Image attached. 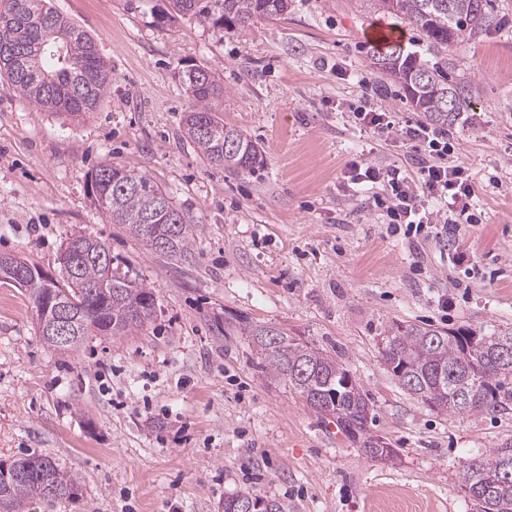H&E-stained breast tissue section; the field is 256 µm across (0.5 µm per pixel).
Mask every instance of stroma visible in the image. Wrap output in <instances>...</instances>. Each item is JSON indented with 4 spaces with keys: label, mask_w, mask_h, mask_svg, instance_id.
<instances>
[{
    "label": "stroma",
    "mask_w": 512,
    "mask_h": 512,
    "mask_svg": "<svg viewBox=\"0 0 512 512\" xmlns=\"http://www.w3.org/2000/svg\"><path fill=\"white\" fill-rule=\"evenodd\" d=\"M112 69L80 124L38 110L0 81V254L59 275L74 231L153 288L156 312L126 336L49 348L23 289L0 279V459L51 456L82 478L77 499L29 512H224L247 489L288 512H477L460 472L512 439V400L476 416L411 396L381 356L395 323L512 328V0L448 57L471 108L447 129L476 185V221L457 249L405 238L347 182L354 153L415 169L399 142L360 131L351 108L371 80L381 104L419 120L365 60L371 17L355 0H292L249 34L169 16L168 0H52ZM207 66L224 81L220 119L258 142L264 164L231 174L184 133L180 81ZM147 174L198 223L194 256L156 254L99 212L91 173ZM286 330L341 360L367 396L369 426L397 451L367 457L287 381L265 374L243 325Z\"/></svg>",
    "instance_id": "stroma-1"
}]
</instances>
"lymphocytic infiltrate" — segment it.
Listing matches in <instances>:
<instances>
[{
    "instance_id": "1",
    "label": "lymphocytic infiltrate",
    "mask_w": 512,
    "mask_h": 512,
    "mask_svg": "<svg viewBox=\"0 0 512 512\" xmlns=\"http://www.w3.org/2000/svg\"><path fill=\"white\" fill-rule=\"evenodd\" d=\"M361 130L382 139L396 137L411 152L417 170L408 174L392 165L351 161V184L369 193L372 205L405 236L441 227L448 244H456L462 225L475 221L472 212L475 184L465 167L449 159L451 145L446 130L421 122H400L390 112L371 106L354 114Z\"/></svg>"
}]
</instances>
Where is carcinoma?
I'll return each mask as SVG.
<instances>
[{
  "label": "carcinoma",
  "mask_w": 512,
  "mask_h": 512,
  "mask_svg": "<svg viewBox=\"0 0 512 512\" xmlns=\"http://www.w3.org/2000/svg\"><path fill=\"white\" fill-rule=\"evenodd\" d=\"M171 10L202 23L235 27L246 33L256 22L277 20L288 12V0H168ZM368 14L402 19L429 40L428 59L397 42L368 47V66L397 84L413 110L433 125L470 108L466 85L452 78L453 63L441 57L454 43L470 39L493 23L491 0H356ZM0 77L42 111L58 112L82 123L97 111L112 84V69L100 56L96 41L78 24L58 14L50 0H0ZM194 108L184 122L187 139L208 163L230 173L253 172L263 164L258 144L216 117L224 84L206 66L183 72ZM94 204L113 224L160 255L193 257L197 225L177 209L167 193L147 175L118 165L99 166L90 178ZM80 249L75 268L56 282L64 304L87 291V304L74 313L76 340L66 346L50 337L51 348L72 351L93 334L125 336L143 327L155 314L153 289L113 266L110 251L80 231L71 234L61 252ZM34 305L37 320L45 316L40 300L49 284L31 277L21 284ZM264 360L265 372L288 381L310 407L333 415L342 431L361 441L372 458L375 436L367 429L366 395L343 363L271 326H248ZM385 363L402 388L450 414L478 415L497 399L509 396L512 384V329L480 334L472 358L482 373L469 374L464 333L440 331L417 324H394L385 336ZM16 476L0 480V500L23 505L53 502L78 495V475L48 455L26 454L13 461ZM463 481L480 512H512V439L482 453L464 469ZM224 512H288V506L250 491L224 498Z\"/></svg>",
  "instance_id": "cac0c4a2"
}]
</instances>
